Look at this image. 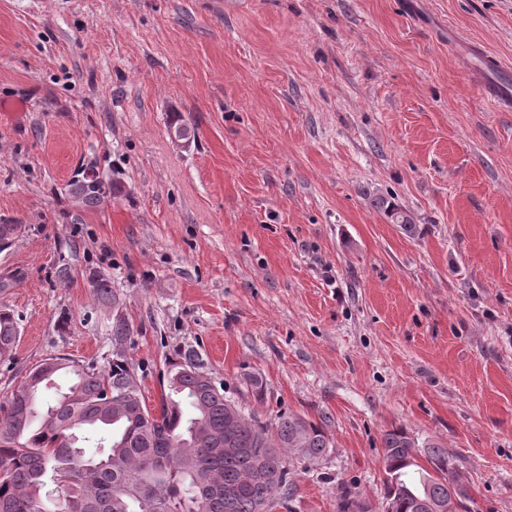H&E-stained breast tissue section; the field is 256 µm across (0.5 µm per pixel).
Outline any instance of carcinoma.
Here are the masks:
<instances>
[{"label": "carcinoma", "mask_w": 512, "mask_h": 512, "mask_svg": "<svg viewBox=\"0 0 512 512\" xmlns=\"http://www.w3.org/2000/svg\"><path fill=\"white\" fill-rule=\"evenodd\" d=\"M71 191L89 207L102 195L85 171ZM375 207L412 227L386 198ZM87 281L120 308L107 278L91 272ZM132 333L125 315H115L107 368L47 358L0 405V512H56L51 489L68 512H273L291 491L288 459L327 453V433L300 416H283L272 429L247 418L192 350L170 365L159 406L148 407L122 351ZM19 336L14 314L0 305V360L13 358ZM61 371L70 382L58 389ZM417 447L403 429L384 435V503L392 512H415L421 499L452 502L465 485L448 449L427 446L423 466Z\"/></svg>", "instance_id": "obj_1"}]
</instances>
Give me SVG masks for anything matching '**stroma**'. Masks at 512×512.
<instances>
[{
	"label": "stroma",
	"instance_id": "1",
	"mask_svg": "<svg viewBox=\"0 0 512 512\" xmlns=\"http://www.w3.org/2000/svg\"><path fill=\"white\" fill-rule=\"evenodd\" d=\"M479 52L512 63V0H0V403L45 358L111 361L96 270L149 407L191 349L246 416L329 435L275 512H380L395 428L512 512V110ZM87 168L119 187L93 207ZM482 89L490 101L498 107L512 108V84L510 82L484 83ZM70 187L72 193L89 207L97 205L102 195L100 181L97 178L87 177L86 170L82 172V178L75 180ZM20 327L9 308L0 305V360L13 358L19 341Z\"/></svg>",
	"mask_w": 512,
	"mask_h": 512
}]
</instances>
